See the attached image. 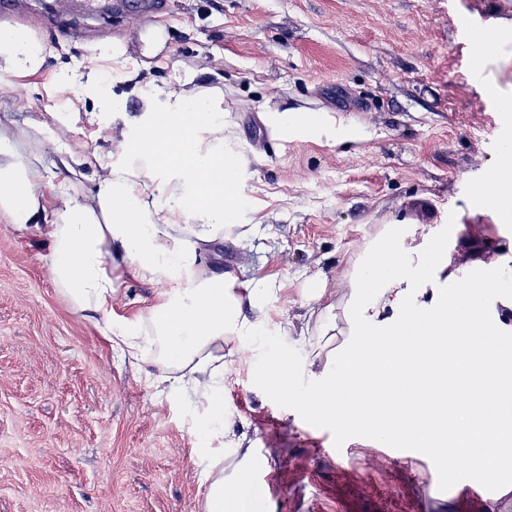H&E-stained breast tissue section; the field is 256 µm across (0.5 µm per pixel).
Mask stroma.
Here are the masks:
<instances>
[{"label": "stroma", "instance_id": "obj_1", "mask_svg": "<svg viewBox=\"0 0 512 512\" xmlns=\"http://www.w3.org/2000/svg\"><path fill=\"white\" fill-rule=\"evenodd\" d=\"M16 23L44 38L47 57L23 90L0 95V119L46 144L58 179L91 188L114 152V136L141 110L128 73L164 90L224 91V123L236 133L246 207L242 227L207 243L203 259L239 282L278 289L266 320L302 327L313 289L336 307L347 274L384 225L448 240L455 267L471 251L512 252V221L496 218L476 193L503 144H512V0H158L152 24L167 50L144 60L132 18L107 19L99 0H10ZM496 27L483 84L471 75L472 38ZM121 40L124 71L97 60ZM123 94L121 112H100L77 91L48 97L60 76ZM321 113L360 126L363 139L278 140L266 110ZM44 229L19 231L0 218V512H206L205 472L218 468L238 504L252 512H512L505 499L467 497L442 462L346 434L307 417L309 351L298 336L225 345L233 370L224 412L247 445L200 446L195 411L157 395L123 353L102 338L96 315L71 310L52 282ZM165 285L124 276L112 320L146 317ZM287 354L296 390L266 378ZM280 424L264 433L271 409Z\"/></svg>", "mask_w": 512, "mask_h": 512}]
</instances>
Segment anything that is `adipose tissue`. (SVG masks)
<instances>
[{"instance_id": "obj_1", "label": "adipose tissue", "mask_w": 512, "mask_h": 512, "mask_svg": "<svg viewBox=\"0 0 512 512\" xmlns=\"http://www.w3.org/2000/svg\"><path fill=\"white\" fill-rule=\"evenodd\" d=\"M47 45L27 26L0 27V74L39 71ZM260 119L283 140H357L361 131L317 114L268 110ZM136 135H122L119 157L88 190L40 188L39 146L20 152L26 134L0 122V217L15 229L45 224L52 280L78 313L103 315L104 338L143 362L158 392L199 398L192 423L204 439L243 440L224 420L226 343L255 336L276 290L197 267L202 244L241 216L243 163L224 124L217 87L145 95ZM489 209L512 218V148L480 186ZM120 258L132 276L177 283L146 318L115 324L112 299ZM451 257L444 242H409L400 226L366 243L348 274L341 316L315 289L312 333L343 336L339 351L312 347L313 384L298 400L306 415L375 435L386 446L418 448L447 463L450 479L512 491V324L489 301L512 287L502 256L474 259L492 277L446 290Z\"/></svg>"}]
</instances>
